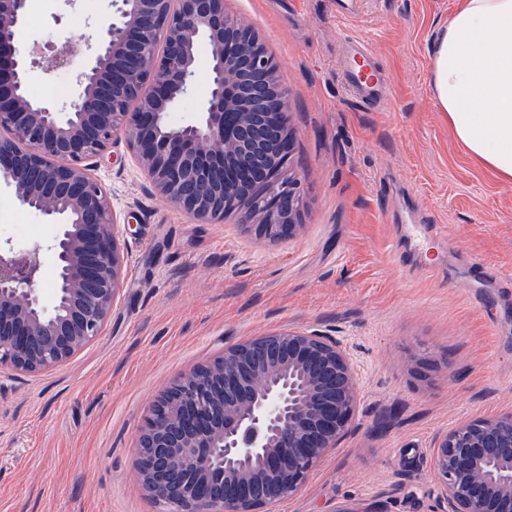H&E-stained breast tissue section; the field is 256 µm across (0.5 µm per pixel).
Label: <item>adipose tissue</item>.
I'll use <instances>...</instances> for the list:
<instances>
[{
  "instance_id": "obj_1",
  "label": "adipose tissue",
  "mask_w": 512,
  "mask_h": 512,
  "mask_svg": "<svg viewBox=\"0 0 512 512\" xmlns=\"http://www.w3.org/2000/svg\"><path fill=\"white\" fill-rule=\"evenodd\" d=\"M429 81L470 157L512 182V0H461L431 43Z\"/></svg>"
}]
</instances>
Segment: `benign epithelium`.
I'll list each match as a JSON object with an SVG mask.
<instances>
[{
  "mask_svg": "<svg viewBox=\"0 0 512 512\" xmlns=\"http://www.w3.org/2000/svg\"><path fill=\"white\" fill-rule=\"evenodd\" d=\"M26 0H0V182L57 226L50 243L0 242V377L58 366L101 335L125 281L120 223L89 161L122 136L155 192L202 224L235 214L255 236L298 233L302 182L284 174L295 147L279 65L224 0H119L62 107L26 93L14 46ZM197 113L174 112L193 91ZM63 46L40 56L71 65ZM57 276L38 288L41 254ZM358 382L345 349L285 331L224 350L166 388L139 431L136 471L165 512H263L296 492L347 433ZM442 512H512V414L468 421L438 438Z\"/></svg>",
  "mask_w": 512,
  "mask_h": 512,
  "instance_id": "7a95c632",
  "label": "benign epithelium"
}]
</instances>
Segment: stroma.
Masks as SVG:
<instances>
[{
  "mask_svg": "<svg viewBox=\"0 0 512 512\" xmlns=\"http://www.w3.org/2000/svg\"><path fill=\"white\" fill-rule=\"evenodd\" d=\"M459 0H225L280 66L302 179L303 230L269 241L236 217L199 224L161 199L125 141L93 176L128 230L125 283L104 332L43 373L0 379V512H161L135 473L155 397L225 349L298 331L340 342L359 396L349 432L274 512H439V435L512 412V184L474 162L435 104L429 43ZM112 0H29L20 47L73 42L72 64L27 66L38 102L65 100L85 38ZM371 47L386 101L340 72L343 39ZM416 220L425 242L406 240ZM54 225L0 186V239L25 247ZM438 363L418 378L411 355Z\"/></svg>",
  "mask_w": 512,
  "mask_h": 512,
  "instance_id": "stroma-1",
  "label": "stroma"
}]
</instances>
